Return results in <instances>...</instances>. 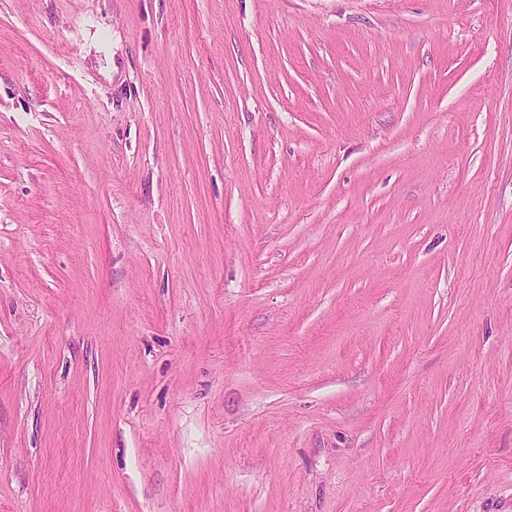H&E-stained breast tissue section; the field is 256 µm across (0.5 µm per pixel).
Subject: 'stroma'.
Masks as SVG:
<instances>
[{
  "label": "stroma",
  "mask_w": 512,
  "mask_h": 512,
  "mask_svg": "<svg viewBox=\"0 0 512 512\" xmlns=\"http://www.w3.org/2000/svg\"><path fill=\"white\" fill-rule=\"evenodd\" d=\"M0 512H512V0H0Z\"/></svg>",
  "instance_id": "obj_1"
}]
</instances>
